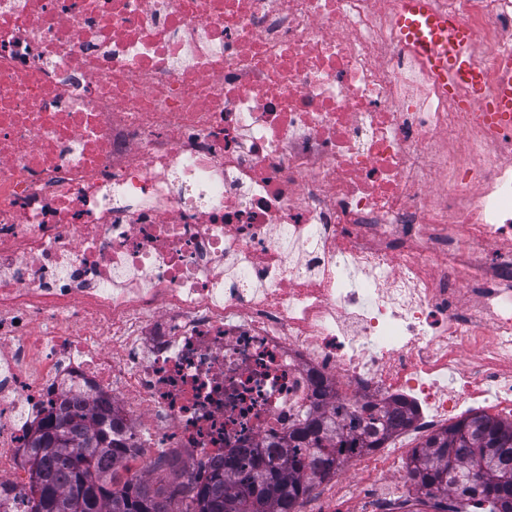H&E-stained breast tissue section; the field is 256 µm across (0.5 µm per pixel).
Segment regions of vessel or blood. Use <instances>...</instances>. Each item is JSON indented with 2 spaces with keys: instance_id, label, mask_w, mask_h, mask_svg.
<instances>
[{
  "instance_id": "b4317fda",
  "label": "vessel or blood",
  "mask_w": 512,
  "mask_h": 512,
  "mask_svg": "<svg viewBox=\"0 0 512 512\" xmlns=\"http://www.w3.org/2000/svg\"><path fill=\"white\" fill-rule=\"evenodd\" d=\"M393 28L450 103L475 109L489 127L512 129V49L501 53L494 77H487L476 60L475 32L436 10L433 0H397ZM491 81L497 84L492 93L487 90Z\"/></svg>"
}]
</instances>
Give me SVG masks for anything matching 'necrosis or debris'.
<instances>
[{
	"label": "necrosis or debris",
	"mask_w": 512,
	"mask_h": 512,
	"mask_svg": "<svg viewBox=\"0 0 512 512\" xmlns=\"http://www.w3.org/2000/svg\"><path fill=\"white\" fill-rule=\"evenodd\" d=\"M392 0H0V495L62 396L129 476L266 458L404 398L300 512H408L393 471L512 413V133L394 38ZM492 68L512 0H435Z\"/></svg>",
	"instance_id": "obj_1"
}]
</instances>
